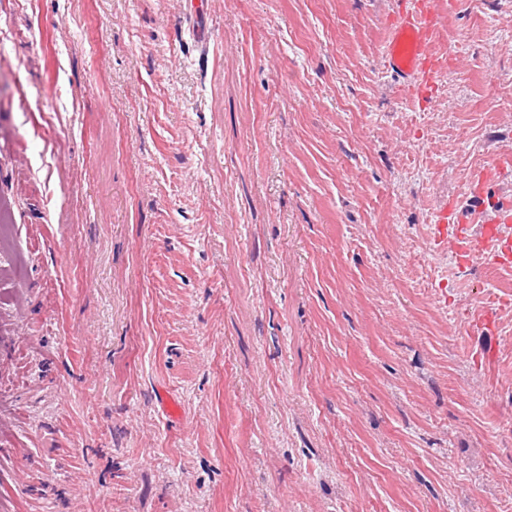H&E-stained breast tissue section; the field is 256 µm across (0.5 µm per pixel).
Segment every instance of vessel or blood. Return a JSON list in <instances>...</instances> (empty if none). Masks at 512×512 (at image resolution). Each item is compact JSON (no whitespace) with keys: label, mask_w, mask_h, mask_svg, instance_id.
Listing matches in <instances>:
<instances>
[{"label":"vessel or blood","mask_w":512,"mask_h":512,"mask_svg":"<svg viewBox=\"0 0 512 512\" xmlns=\"http://www.w3.org/2000/svg\"><path fill=\"white\" fill-rule=\"evenodd\" d=\"M440 0H415L412 7L398 10L387 37V69L408 91L422 101H430L442 67L436 45L441 36ZM512 177V158H499L480 175L475 190L477 204L466 211L445 203L438 207L434 221V242L452 245L460 265L481 257L496 270L512 267V199L491 195L487 185ZM496 299L473 309L471 328L479 333L497 332Z\"/></svg>","instance_id":"b4317fda"}]
</instances>
